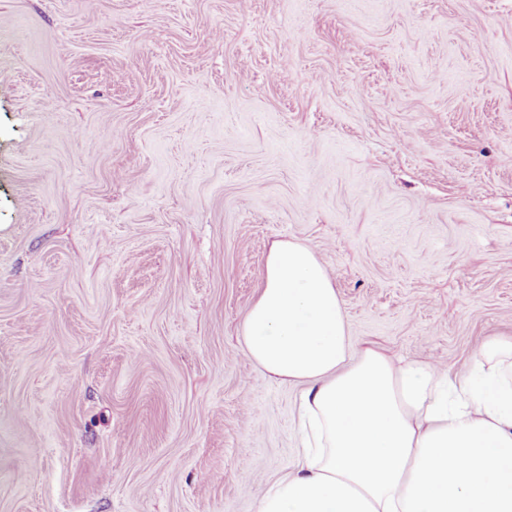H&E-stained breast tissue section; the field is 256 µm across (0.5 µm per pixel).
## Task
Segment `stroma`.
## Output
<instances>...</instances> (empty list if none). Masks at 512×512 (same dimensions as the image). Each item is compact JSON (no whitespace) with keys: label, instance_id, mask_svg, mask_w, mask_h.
Returning <instances> with one entry per match:
<instances>
[{"label":"stroma","instance_id":"stroma-1","mask_svg":"<svg viewBox=\"0 0 512 512\" xmlns=\"http://www.w3.org/2000/svg\"><path fill=\"white\" fill-rule=\"evenodd\" d=\"M284 240L353 344L512 336V0H0V512H256Z\"/></svg>","mask_w":512,"mask_h":512}]
</instances>
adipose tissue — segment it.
Masks as SVG:
<instances>
[{"label":"adipose tissue","mask_w":512,"mask_h":512,"mask_svg":"<svg viewBox=\"0 0 512 512\" xmlns=\"http://www.w3.org/2000/svg\"><path fill=\"white\" fill-rule=\"evenodd\" d=\"M243 351L302 388V447L256 512H512V336L468 376L353 347L334 279L308 244L269 251Z\"/></svg>","instance_id":"ef3b65f1"}]
</instances>
